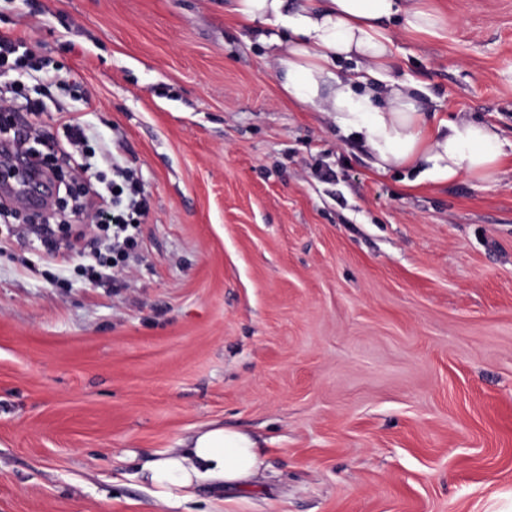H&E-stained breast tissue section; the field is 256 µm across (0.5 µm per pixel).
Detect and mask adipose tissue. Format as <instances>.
<instances>
[{"mask_svg": "<svg viewBox=\"0 0 512 512\" xmlns=\"http://www.w3.org/2000/svg\"><path fill=\"white\" fill-rule=\"evenodd\" d=\"M244 26L278 28L271 45L289 100L315 106L348 136L365 144L378 171L418 170L419 181L498 180L507 162L499 130L464 115L435 118L422 87L395 72L388 24L402 18L407 33L434 35L445 20L429 0H229ZM353 69L339 72L341 61ZM262 450L249 434L211 424L182 448L158 454L139 474L155 498L188 499L202 482L236 486L258 476Z\"/></svg>", "mask_w": 512, "mask_h": 512, "instance_id": "adipose-tissue-1", "label": "adipose tissue"}]
</instances>
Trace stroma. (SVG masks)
<instances>
[{"instance_id":"obj_1","label":"stroma","mask_w":512,"mask_h":512,"mask_svg":"<svg viewBox=\"0 0 512 512\" xmlns=\"http://www.w3.org/2000/svg\"><path fill=\"white\" fill-rule=\"evenodd\" d=\"M390 29L426 109L512 141V0ZM227 0H0L62 111L150 197L125 270L102 231L0 216V512H512V167L417 183L288 101ZM217 422L260 476L177 507L137 478ZM128 258L125 252L113 253L112 248H108L104 253L100 250L94 257V264L84 266V272L89 278H97L101 272L99 268L117 267L120 263H124Z\"/></svg>"}]
</instances>
